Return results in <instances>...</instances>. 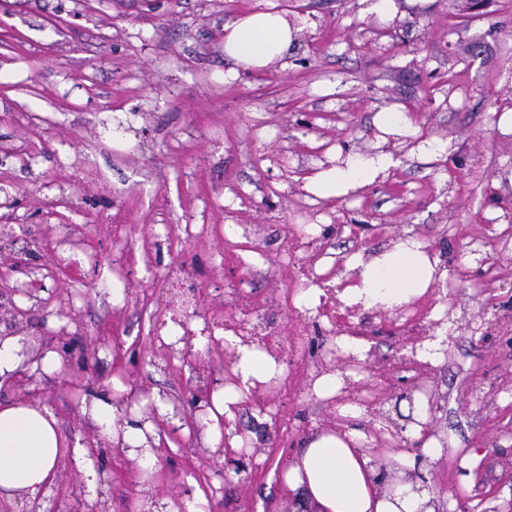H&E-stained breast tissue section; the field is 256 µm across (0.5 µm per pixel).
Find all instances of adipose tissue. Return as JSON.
Returning <instances> with one entry per match:
<instances>
[{"label": "adipose tissue", "instance_id": "adipose-tissue-1", "mask_svg": "<svg viewBox=\"0 0 512 512\" xmlns=\"http://www.w3.org/2000/svg\"><path fill=\"white\" fill-rule=\"evenodd\" d=\"M298 31L285 13L246 11L224 26V55L237 69L261 71L285 58ZM393 165L391 153L381 148L352 154L310 176L306 188L320 199H342L387 176ZM439 263L426 243L407 234L381 253L351 254L336 278V297L347 307L392 310L432 294ZM60 365L55 351L41 354L23 337L0 336V378L20 371L50 375ZM232 372L236 383L213 391L196 414L213 448L224 440L231 448L242 447L241 437L224 439L225 423L235 422L234 408L251 388L283 376L282 366L253 345L237 346ZM127 391L124 383L113 381L109 391L82 395L81 411L101 436L122 443L128 458L149 475L156 463L153 448L161 443L160 425L173 418L174 404L153 395L154 416L146 420L138 405L128 404ZM336 414V427L313 432L280 475L281 494L290 500L292 512H438L440 504L416 477L413 459L389 448L369 447L360 426L364 406L343 403ZM64 457L79 473L93 476L89 445L64 436L52 410L24 399L0 400V499H36Z\"/></svg>", "mask_w": 512, "mask_h": 512}]
</instances>
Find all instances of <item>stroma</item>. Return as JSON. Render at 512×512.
Listing matches in <instances>:
<instances>
[{
    "mask_svg": "<svg viewBox=\"0 0 512 512\" xmlns=\"http://www.w3.org/2000/svg\"><path fill=\"white\" fill-rule=\"evenodd\" d=\"M462 0H396L385 23L369 0H0V333L60 349V331L87 347L89 375L0 380V399L24 398L56 414L68 438L92 439L76 394L120 379L136 398L211 393L224 364L196 370L151 344L166 317L162 274L183 263L199 285L200 309L222 312L235 278L225 253L245 242L265 252L251 296L282 294L292 274L279 262L287 224H318L305 251L316 272L341 270L348 255L380 252L411 232L470 278L398 310L368 311L370 360L384 377L364 382L375 408L407 418L415 371H391L401 343L391 321L447 309L450 340L423 384L437 409L441 457L428 466L442 503L512 512V0L459 15ZM283 12L301 32L284 62L233 80L224 25L253 9ZM481 40L482 53L470 44ZM413 113L432 154L389 137L387 177L324 202L305 189L317 170L372 152L377 112ZM126 224L112 243V221ZM125 295L113 303V287ZM34 289L23 300L19 288ZM280 401L291 430L262 429L240 406L247 440L279 445L247 480L217 476L201 429L171 435L161 470L142 480L134 462L103 449L97 492L61 460L46 492L0 503V512H135L204 490L211 512H289L271 481L310 432L336 423L309 374ZM482 460L463 464L469 452Z\"/></svg>",
    "mask_w": 512,
    "mask_h": 512,
    "instance_id": "obj_1",
    "label": "stroma"
}]
</instances>
